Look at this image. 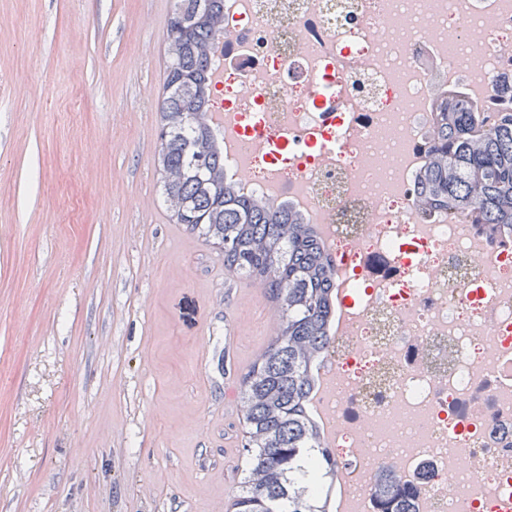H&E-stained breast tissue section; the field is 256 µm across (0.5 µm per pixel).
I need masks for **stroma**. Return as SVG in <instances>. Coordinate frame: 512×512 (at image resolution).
<instances>
[{
	"mask_svg": "<svg viewBox=\"0 0 512 512\" xmlns=\"http://www.w3.org/2000/svg\"><path fill=\"white\" fill-rule=\"evenodd\" d=\"M174 0H0V512H235L272 304L159 195Z\"/></svg>",
	"mask_w": 512,
	"mask_h": 512,
	"instance_id": "stroma-1",
	"label": "stroma"
}]
</instances>
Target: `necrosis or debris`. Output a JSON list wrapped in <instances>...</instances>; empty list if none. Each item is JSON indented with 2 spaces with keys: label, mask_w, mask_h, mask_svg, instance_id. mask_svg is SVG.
<instances>
[{
  "label": "necrosis or debris",
  "mask_w": 512,
  "mask_h": 512,
  "mask_svg": "<svg viewBox=\"0 0 512 512\" xmlns=\"http://www.w3.org/2000/svg\"><path fill=\"white\" fill-rule=\"evenodd\" d=\"M443 2L432 19L429 0H224L212 62L225 167L327 228L352 323L321 365L322 409L352 512H376L382 474L415 488L414 512L512 504V241L417 215L404 163L425 150L421 74L449 67L448 31L462 40L451 67L485 110L512 97V0Z\"/></svg>",
  "instance_id": "necrosis-or-debris-1"
}]
</instances>
